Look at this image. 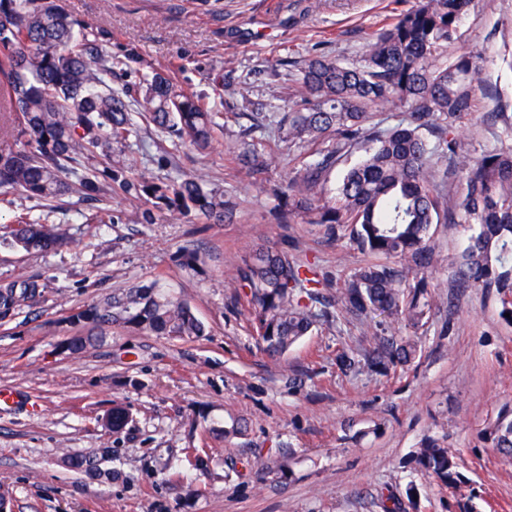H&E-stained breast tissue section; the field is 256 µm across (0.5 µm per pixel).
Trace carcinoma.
<instances>
[{
    "label": "carcinoma",
    "mask_w": 512,
    "mask_h": 512,
    "mask_svg": "<svg viewBox=\"0 0 512 512\" xmlns=\"http://www.w3.org/2000/svg\"><path fill=\"white\" fill-rule=\"evenodd\" d=\"M474 0H415L367 43L360 68L325 54L306 60L289 111L278 121V141L299 149L294 175L270 188L277 200L274 219L317 224L332 241L348 239L377 261L355 268L339 284L312 263H300L288 244H257L238 266L234 288L247 301L252 329L262 349L282 356L334 313L380 316L417 330L437 304L441 284L433 276L435 224L471 225L467 245L455 262L457 288H481L512 314V150L473 157L462 148L457 122L472 115L482 86L473 56L440 63L461 19ZM105 35L92 22L75 20L64 0H0V190L53 202L77 194L104 197L115 189L150 205L155 215L195 210L211 224H232L237 204L226 193L206 188L192 173L173 164L172 153L158 146L156 163L173 172L163 178L134 174L114 145L134 132L136 120L153 125L198 150L209 145L220 111L196 94L177 92L168 75L112 89L114 70L134 61L130 52L114 57L104 49ZM144 94L133 112L130 99ZM407 108L404 122L383 129L372 109L380 104ZM244 129L230 151L231 160L254 183L267 181L265 150L249 141ZM357 149L361 158L349 165ZM457 170L465 192L448 191V173ZM340 176L327 192L330 175ZM70 241L69 231L20 217L0 225V246L47 254ZM45 283L36 275L0 280V326L39 303ZM66 322L78 328L62 342L74 356L102 341L112 328L184 342L204 335L192 305L173 296L154 279L112 291L77 308ZM421 352L416 337L375 333L370 347H343L335 364L342 373L365 364L379 373L404 369ZM117 403L107 417L115 435L130 424ZM487 438L512 456V411L501 412ZM113 448L66 455L63 465L75 474L108 482L120 473L103 464ZM418 465L448 487L461 483L452 451L424 438L414 454Z\"/></svg>",
    "instance_id": "1"
}]
</instances>
